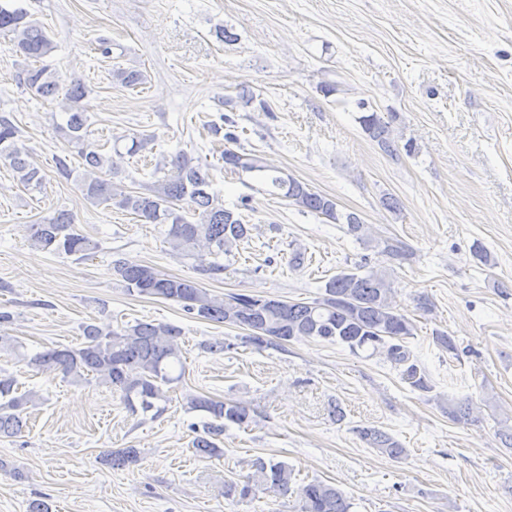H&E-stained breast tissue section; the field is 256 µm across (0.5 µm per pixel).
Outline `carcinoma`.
Instances as JSON below:
<instances>
[{
  "label": "carcinoma",
  "mask_w": 512,
  "mask_h": 512,
  "mask_svg": "<svg viewBox=\"0 0 512 512\" xmlns=\"http://www.w3.org/2000/svg\"><path fill=\"white\" fill-rule=\"evenodd\" d=\"M0 33L10 37L12 51L23 60L17 73L20 86L38 96L57 102L66 115L62 127L68 153L55 158L56 172L65 180H74L85 199L93 203L116 202L130 211L142 224H166L172 249L196 257L202 270L224 272L223 256H229L237 242L249 237L250 228L241 216L224 207L211 192L210 167L194 163L187 153L178 151L164 164L156 165L157 180L146 193L118 190L103 172L115 173L112 155L122 156L119 148L106 152L88 139V105L91 89L77 77H67L49 65L33 67L30 61L51 56L56 44L49 30L34 15L19 5V0H0ZM112 81L135 88L146 82L143 71L116 66ZM360 123L392 158L399 156L398 141L391 137L389 123L376 112L360 117ZM79 157L73 166L71 155ZM0 159L8 163L14 177L29 193L42 190L44 175L29 161V152L21 142L20 131L10 115H0ZM224 167L251 175L266 187L271 196H280L303 213L322 215L347 226V233L361 239L363 224L355 213L340 214L336 202L312 190L307 184L265 164L258 156L242 155L224 149ZM29 240L37 249L85 259L98 245L75 227V217L60 210L39 224L28 225ZM381 254L399 264L410 259L411 249L401 241L384 245ZM129 294L173 301L184 311L211 322L224 323L248 331L243 343L261 350L270 345L299 339H313L341 345L357 354L378 355L396 368L412 390L429 393L433 384L418 365L408 338L414 336L411 320L397 309L393 291L383 272L364 258L355 269L341 271L324 286V295L310 302L264 298L231 293L223 298L211 295L196 281L162 274L146 265L116 267ZM84 341L78 347L56 346L28 355L22 345L8 336H0V352L12 353L17 361L34 370H58L74 382L93 377L98 383L121 394L132 412L148 413L158 409L156 401L165 398L162 386L181 381L185 373L179 339L182 329L171 323L138 321L116 328L86 324ZM15 377L0 368V436L22 432L24 412L34 403L33 391L17 394ZM188 409L206 413L211 421L204 434L192 441L195 453L216 457L224 453L219 446L226 424L247 428L255 422L251 409L243 402L214 400L189 395ZM473 402L469 398L448 400V418L455 423L474 421ZM359 437L380 452L399 458L404 448L389 433L374 427L356 429ZM137 448L109 451L105 462L123 468L139 461ZM293 468L288 464L258 457L251 472L236 480L224 481V497L253 499L258 494L297 495L299 512H351L353 503L336 486L314 479L293 487Z\"/></svg>",
  "instance_id": "obj_1"
}]
</instances>
